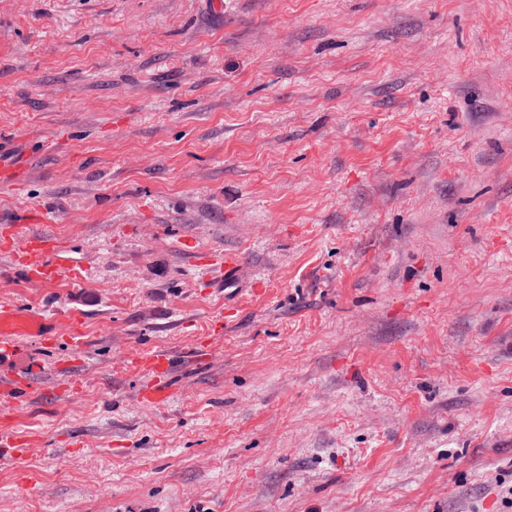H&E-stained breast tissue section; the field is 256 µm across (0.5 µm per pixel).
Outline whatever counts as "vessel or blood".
I'll use <instances>...</instances> for the list:
<instances>
[{
    "mask_svg": "<svg viewBox=\"0 0 512 512\" xmlns=\"http://www.w3.org/2000/svg\"><path fill=\"white\" fill-rule=\"evenodd\" d=\"M9 148H0V188L7 189L15 185L23 174L21 164L9 157ZM49 212L42 205L22 214L19 223L9 226L7 232L0 234V251L18 258L19 265L26 278L34 283L49 282L57 279L61 269L57 256L62 249L54 235L37 232H24L27 224L44 222ZM212 280L219 285H230L240 269V257L235 252H224L211 260ZM131 367L147 376L148 381L138 391L139 397L148 403L162 404L169 400L174 386L172 384L174 362L164 351H152L139 355L130 361ZM38 385L32 379L8 374L0 377V405L16 407L21 398L37 390ZM32 442L27 435L10 428H0V462H18L30 452Z\"/></svg>",
    "mask_w": 512,
    "mask_h": 512,
    "instance_id": "1",
    "label": "vessel or blood"
}]
</instances>
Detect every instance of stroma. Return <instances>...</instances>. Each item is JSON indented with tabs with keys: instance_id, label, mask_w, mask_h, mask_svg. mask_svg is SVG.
Returning a JSON list of instances; mask_svg holds the SVG:
<instances>
[{
	"instance_id": "35a3bbf8",
	"label": "stroma",
	"mask_w": 512,
	"mask_h": 512,
	"mask_svg": "<svg viewBox=\"0 0 512 512\" xmlns=\"http://www.w3.org/2000/svg\"><path fill=\"white\" fill-rule=\"evenodd\" d=\"M210 2L0 0V224L63 246L0 254V512H505L512 0ZM11 151V148H0V188L2 190L15 185L23 174L24 168L21 162L13 163L10 157H7ZM50 207L41 205L22 214L18 223L8 227L2 234L0 251L19 260V266L30 282L41 283L57 279L61 269L57 262L62 245L58 238L46 232L27 233L23 224L44 222ZM214 273L211 275L210 280L219 285H224V300L227 295V290L230 289L233 278L236 276L240 269V257L236 252H221L216 259L209 262ZM130 366L147 376L148 381L138 391L139 397L148 403L163 404L173 392L174 362L164 351H151L130 360ZM37 389V383L30 378H23L13 374L2 376L0 378L1 418L8 417V414L4 411L5 407L15 408L23 396L33 393ZM27 435L10 428H0V462H18L32 450Z\"/></svg>"
}]
</instances>
